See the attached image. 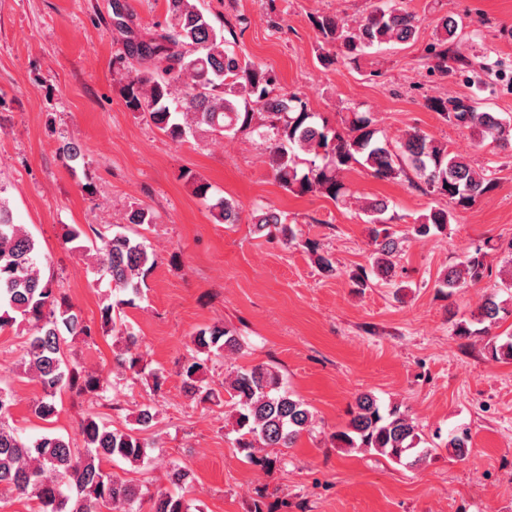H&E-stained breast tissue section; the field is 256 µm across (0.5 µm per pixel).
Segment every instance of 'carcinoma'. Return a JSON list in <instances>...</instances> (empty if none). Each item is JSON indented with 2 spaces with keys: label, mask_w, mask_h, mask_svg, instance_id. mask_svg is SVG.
I'll return each instance as SVG.
<instances>
[{
  "label": "carcinoma",
  "mask_w": 512,
  "mask_h": 512,
  "mask_svg": "<svg viewBox=\"0 0 512 512\" xmlns=\"http://www.w3.org/2000/svg\"><path fill=\"white\" fill-rule=\"evenodd\" d=\"M165 7L164 28L125 46L126 56L150 67L126 84L124 98L130 110L147 113L171 140L180 143L198 131L229 136L249 128L255 115L261 113L265 122L259 136L266 143L268 165L289 190L301 194L319 191L344 203L349 189L340 175L359 164L378 178L403 177L426 195L446 198L452 208L434 207L418 217L414 234L420 237L433 230H447L454 219L453 210L472 207L496 187L494 172L475 170L448 145L421 131L392 140L379 135L368 113L355 109L349 110L340 124H331L328 118L311 111L306 100L282 92L273 70L231 50L221 29L194 0H165ZM311 23L324 50L319 55L323 66L341 61L356 67L370 49L414 39L422 19L393 0H385L354 26L331 15L314 16ZM441 28L445 48L430 50L435 67L446 70L452 63L465 66L466 59L450 54L446 47L463 31V18L447 15ZM425 106L447 123L469 130L480 144L512 143V124L472 97H429ZM209 210L219 223L235 224L239 219L238 205L226 197L209 203ZM362 210L370 224L368 234L374 252L371 269L361 267L351 275L357 288L366 287L372 273L392 277L395 258L402 250V241L391 231L393 217L386 216L388 201H369ZM125 221L136 226L151 224L153 214L147 208L135 207ZM272 224L280 225L285 243L293 241L292 229L282 224L278 212L268 208L254 217V230L259 234ZM64 243L77 251L96 248L99 271L115 290L128 295L103 305L98 324L83 316L55 287L52 277L44 276L47 257L0 202V330L19 319L29 324L17 369L41 386L42 395L34 401L32 412L45 421L57 415L56 397L65 390L103 400L120 392L116 380L67 359L65 345L70 336L91 341L101 331L121 336L124 344L117 361L122 368L135 376L147 375L155 395L167 381L162 371L148 369L135 332L121 316L123 307L134 305L156 264L143 238L137 232L115 231L107 236L94 228L88 232L75 226L66 231ZM486 256L483 247H475L442 273L438 287L448 289L451 295L490 277ZM509 316L512 307L498 300V290L492 288L470 318L455 324L454 332L462 338L487 337L490 357L511 361L512 335H489L492 326ZM241 348V338L233 328L214 324L200 329L179 369L185 396L202 403L218 402L220 394L227 395L233 406L237 444L245 451L292 447L308 430L313 414L303 400L282 388L277 371L260 364L238 367L225 377L222 392L206 383L208 362ZM14 404L9 382L0 378L1 509L7 504L4 494L8 492L34 498L37 512H138L146 497L142 485L112 472L108 465L117 461L139 465L148 458L149 444L142 434L154 425L152 405H141L134 426L124 430L110 428L95 414H87L79 424V446L53 433L23 440L9 425ZM349 415L347 426L332 434L337 448L374 452L411 469L425 465L438 449L420 436L416 419L398 404L385 405L363 393L355 398ZM446 447L458 457L468 455L469 432L462 429L448 434ZM168 478L181 488L192 482L193 475L174 462ZM149 504V512H190L184 497L170 492L149 496Z\"/></svg>",
  "instance_id": "1"
}]
</instances>
